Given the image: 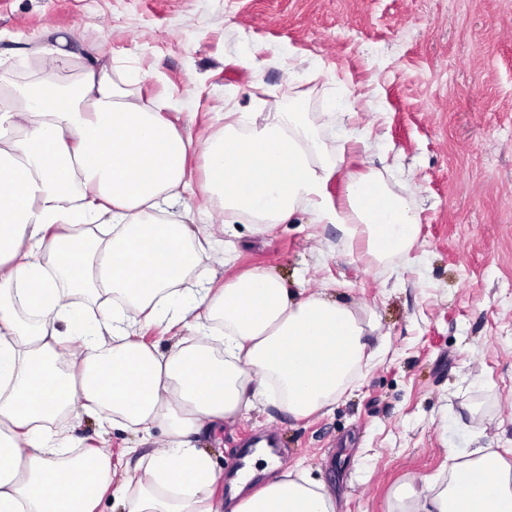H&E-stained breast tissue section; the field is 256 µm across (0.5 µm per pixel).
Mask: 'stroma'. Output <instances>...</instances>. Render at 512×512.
Segmentation results:
<instances>
[{
    "mask_svg": "<svg viewBox=\"0 0 512 512\" xmlns=\"http://www.w3.org/2000/svg\"><path fill=\"white\" fill-rule=\"evenodd\" d=\"M58 37L74 61L58 81L100 50L113 77L141 69L136 93L176 101L194 170L225 113L301 96L329 144L366 136L344 171L412 189L418 240L385 264L305 211L268 233L227 226L219 279L260 269L293 294L329 290L372 313L384 353L310 417L270 402L201 433L218 469L266 435L279 473L308 472L336 512H400L396 491L447 479L449 453L491 448L512 464V0H0V83L41 76L35 46ZM68 428L128 477L136 454L167 442L159 429L103 436L86 416Z\"/></svg>",
    "mask_w": 512,
    "mask_h": 512,
    "instance_id": "35a3bbf8",
    "label": "stroma"
}]
</instances>
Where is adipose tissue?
Here are the masks:
<instances>
[{"mask_svg": "<svg viewBox=\"0 0 512 512\" xmlns=\"http://www.w3.org/2000/svg\"><path fill=\"white\" fill-rule=\"evenodd\" d=\"M92 59L72 89L46 78L0 107V512H335L324 487L299 473L252 492L264 451L237 472L229 501L194 442L276 401L306 418L335 402L374 356L370 312L325 292L291 295L251 270L217 283L224 228L267 232L301 210L336 225L370 261L407 254L418 236L410 195L375 172H341L302 97L249 123L228 112L205 145L201 194L191 138L168 120L167 98L129 91ZM342 173L333 201L327 184ZM152 326L179 329L169 349L143 342ZM88 415L167 447L115 482L112 456L58 421ZM417 512H512V464L478 447L448 457L443 488L407 485Z\"/></svg>", "mask_w": 512, "mask_h": 512, "instance_id": "1", "label": "adipose tissue"}]
</instances>
